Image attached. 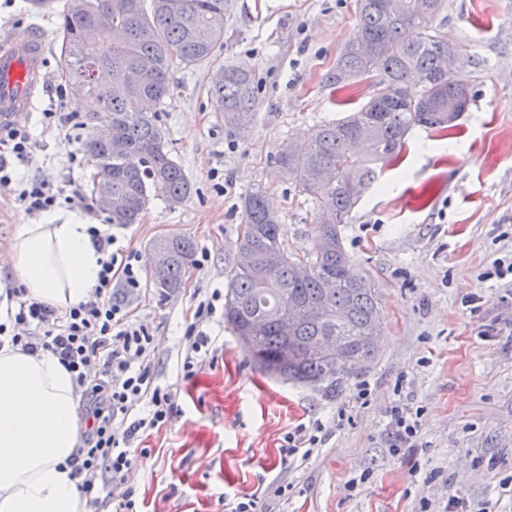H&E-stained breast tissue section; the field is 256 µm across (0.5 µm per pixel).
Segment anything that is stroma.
<instances>
[{
    "instance_id": "obj_1",
    "label": "stroma",
    "mask_w": 512,
    "mask_h": 512,
    "mask_svg": "<svg viewBox=\"0 0 512 512\" xmlns=\"http://www.w3.org/2000/svg\"><path fill=\"white\" fill-rule=\"evenodd\" d=\"M355 2L230 0L223 42L201 66L174 65L172 96L158 114L192 194L176 209L154 200L141 223L125 226L92 197L88 155L69 162L42 127L45 110L74 111L86 139L97 134L101 109L93 97L71 109L55 93L66 81L56 15L0 0V48L19 27L49 43L47 82L17 123L35 142L19 171L63 187L72 198L60 209L107 225L118 247L140 256L139 315L153 336V375L179 409L129 472L142 512H224V498L271 483L291 487L276 512H442L455 494L512 512V281L490 274L495 259L512 257V0H446L437 27L472 56L464 77L474 100L448 133L415 127L401 160L343 229L356 267L380 284L386 318L380 352L360 378L371 385L369 401H355L358 380L330 398L262 376L220 317L209 329L213 359L193 380L182 378L190 310L195 297L226 287L243 197L265 185L288 248L311 244L313 203L273 157L373 95V80L346 90L328 80L357 33ZM235 63L249 65L256 82V115L243 135L225 127L208 94L213 76ZM165 235L191 237L210 258L163 295L149 257ZM397 403L420 410L421 426L413 447L395 454L387 411ZM313 420L328 435L324 447L303 463L284 459L285 435Z\"/></svg>"
}]
</instances>
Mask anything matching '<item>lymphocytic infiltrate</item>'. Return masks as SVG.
Returning <instances> with one entry per match:
<instances>
[{
  "label": "lymphocytic infiltrate",
  "mask_w": 512,
  "mask_h": 512,
  "mask_svg": "<svg viewBox=\"0 0 512 512\" xmlns=\"http://www.w3.org/2000/svg\"><path fill=\"white\" fill-rule=\"evenodd\" d=\"M30 135L15 126L0 127V197L13 198L32 215L54 208L63 191L44 179L19 180L16 162L29 158ZM88 232L102 253L96 286L75 306L59 309L34 299L19 302L0 323V336L30 354L47 351L75 375L85 396L87 429L70 463L82 489L111 505L112 512H139L133 492L124 488L135 452L133 445L176 414L169 389L155 385L153 338L133 306L141 282L138 254L115 249V238L99 225ZM216 313L212 300L199 301L183 336L181 372L191 379L207 357V331ZM127 420L123 433L114 419Z\"/></svg>",
  "instance_id": "1"
}]
</instances>
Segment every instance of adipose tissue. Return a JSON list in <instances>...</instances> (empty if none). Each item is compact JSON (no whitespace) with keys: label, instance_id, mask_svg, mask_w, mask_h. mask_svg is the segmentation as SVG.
<instances>
[{"label":"adipose tissue","instance_id":"adipose-tissue-1","mask_svg":"<svg viewBox=\"0 0 512 512\" xmlns=\"http://www.w3.org/2000/svg\"><path fill=\"white\" fill-rule=\"evenodd\" d=\"M86 215L44 212L19 225L11 281L58 308L79 303L96 285L101 255ZM85 424L75 380L56 355L0 346V512H87L68 460Z\"/></svg>","mask_w":512,"mask_h":512}]
</instances>
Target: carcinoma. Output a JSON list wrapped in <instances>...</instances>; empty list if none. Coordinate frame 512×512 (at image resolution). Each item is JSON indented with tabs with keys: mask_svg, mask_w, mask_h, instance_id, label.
Listing matches in <instances>:
<instances>
[{
	"mask_svg": "<svg viewBox=\"0 0 512 512\" xmlns=\"http://www.w3.org/2000/svg\"><path fill=\"white\" fill-rule=\"evenodd\" d=\"M229 0H66L60 17L63 71L71 83L86 81L93 67L116 75L89 93L103 100L112 140L91 137L85 150L92 178L110 185L107 210L114 224H138L152 200L181 206L191 194L185 172L168 146L153 107L170 95L171 65L207 61L224 39ZM446 0H357L358 35L347 42L329 75L343 88L353 79H375L374 95L343 119L322 124L301 145L286 144L274 156L282 177L312 197L316 217L311 247L288 249L266 187L242 200V224L227 270L224 320L246 347L256 369L284 382L336 396L343 380L361 373L378 352L384 329L376 281L357 270L341 225L363 195L379 184L384 167L398 159L417 125L445 131L448 100L467 92L461 72L442 66L459 47L444 41L435 21ZM112 14L108 42L89 41ZM224 125L242 134L255 116L252 70L227 65L209 86ZM165 251L152 269L154 287L165 294L184 286L195 243L181 235L153 242ZM296 312L283 330L282 319ZM339 340L335 363L317 346Z\"/></svg>",
	"mask_w": 512,
	"mask_h": 512,
	"instance_id": "carcinoma-1",
	"label": "carcinoma"
}]
</instances>
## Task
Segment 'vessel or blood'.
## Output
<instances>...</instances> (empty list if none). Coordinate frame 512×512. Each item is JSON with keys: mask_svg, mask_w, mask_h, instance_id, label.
<instances>
[{"mask_svg": "<svg viewBox=\"0 0 512 512\" xmlns=\"http://www.w3.org/2000/svg\"><path fill=\"white\" fill-rule=\"evenodd\" d=\"M46 67L45 38L15 30L9 49L0 52V125L13 124L31 108Z\"/></svg>", "mask_w": 512, "mask_h": 512, "instance_id": "obj_1", "label": "vessel or blood"}]
</instances>
